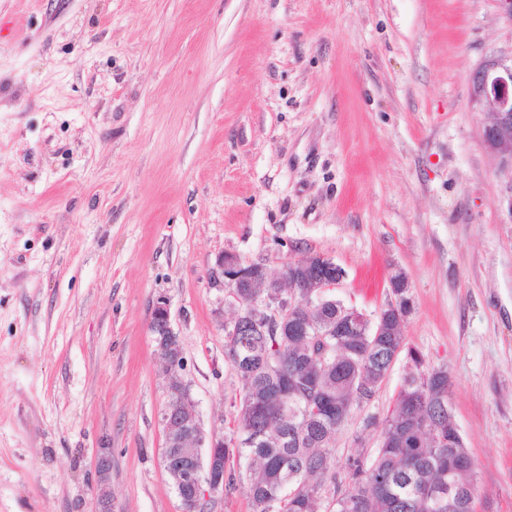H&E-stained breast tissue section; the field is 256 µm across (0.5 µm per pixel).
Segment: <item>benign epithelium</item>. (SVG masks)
<instances>
[{
  "instance_id": "benign-epithelium-1",
  "label": "benign epithelium",
  "mask_w": 512,
  "mask_h": 512,
  "mask_svg": "<svg viewBox=\"0 0 512 512\" xmlns=\"http://www.w3.org/2000/svg\"><path fill=\"white\" fill-rule=\"evenodd\" d=\"M473 82L481 102L494 115L493 122L483 131V142L491 152L512 163V66H504L498 73L490 68L482 69L476 73ZM217 266L223 277L233 282L245 279L251 288H278L282 282L292 288H301L310 308L326 300L327 291L344 278V270L320 254L306 256L300 264L283 266L277 279L267 277L266 269L261 265L253 264L243 270L237 258L231 256L219 257ZM279 309L275 299L261 307L239 309L232 322V333L252 334L259 324L278 318ZM150 329L158 337L157 348L169 375L167 401L162 413L164 467L176 484L184 481L191 484L192 491L181 496L184 512H207L206 492L224 493V474L216 457H211L205 464L194 458L191 449L222 448L224 437L205 433L189 389L179 375L185 366L182 342L172 328L170 307L163 298L154 304ZM110 470L109 455H98L95 474L99 485L107 483Z\"/></svg>"
}]
</instances>
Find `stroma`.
I'll use <instances>...</instances> for the list:
<instances>
[{
  "instance_id": "1",
  "label": "stroma",
  "mask_w": 512,
  "mask_h": 512,
  "mask_svg": "<svg viewBox=\"0 0 512 512\" xmlns=\"http://www.w3.org/2000/svg\"><path fill=\"white\" fill-rule=\"evenodd\" d=\"M512 64L499 0H0V512H183L162 464L170 305L206 433L242 384L222 255L321 254L444 367L474 512H512V166L473 77ZM398 357L331 454L370 461ZM108 450L99 487L94 464Z\"/></svg>"
}]
</instances>
